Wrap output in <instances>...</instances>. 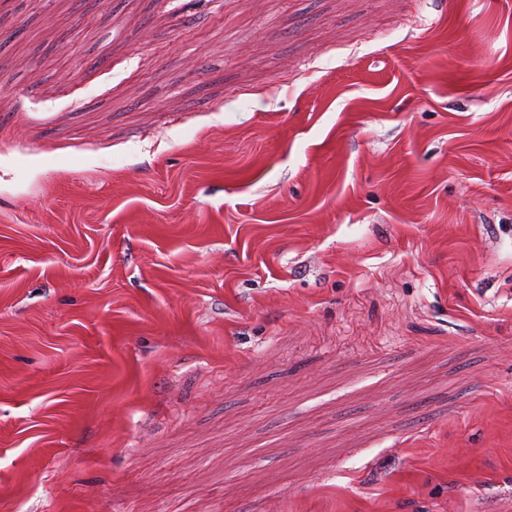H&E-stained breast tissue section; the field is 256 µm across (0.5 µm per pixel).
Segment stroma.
<instances>
[{"mask_svg":"<svg viewBox=\"0 0 512 512\" xmlns=\"http://www.w3.org/2000/svg\"><path fill=\"white\" fill-rule=\"evenodd\" d=\"M0 512H512V0H0Z\"/></svg>","mask_w":512,"mask_h":512,"instance_id":"stroma-1","label":"stroma"}]
</instances>
